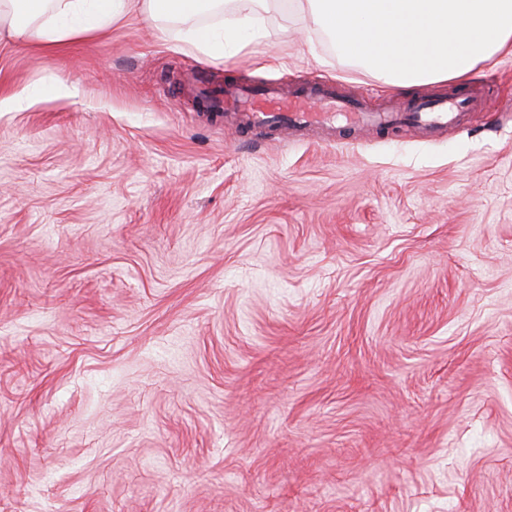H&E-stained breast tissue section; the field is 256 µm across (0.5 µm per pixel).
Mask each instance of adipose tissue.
<instances>
[{
	"label": "adipose tissue",
	"instance_id": "ef3b65f1",
	"mask_svg": "<svg viewBox=\"0 0 512 512\" xmlns=\"http://www.w3.org/2000/svg\"><path fill=\"white\" fill-rule=\"evenodd\" d=\"M272 12L320 31L339 56L390 91L464 83L512 54V0H0V41L57 50L137 14L213 62L263 37L262 20Z\"/></svg>",
	"mask_w": 512,
	"mask_h": 512
}]
</instances>
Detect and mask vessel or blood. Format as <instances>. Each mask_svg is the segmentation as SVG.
Masks as SVG:
<instances>
[{"instance_id":"obj_1","label":"vessel or blood","mask_w":512,"mask_h":512,"mask_svg":"<svg viewBox=\"0 0 512 512\" xmlns=\"http://www.w3.org/2000/svg\"><path fill=\"white\" fill-rule=\"evenodd\" d=\"M225 104L243 113L246 122L273 127L286 138L291 137L296 130L325 123L328 110L340 105L331 91L316 87L290 94L269 89L245 91L237 88L228 92ZM478 105L479 100L473 95L451 103L442 99L422 100L406 109L385 111L373 118L381 124L407 122L433 132L460 123L464 109ZM340 106H343L353 122L360 123L371 118L356 104L347 102Z\"/></svg>"}]
</instances>
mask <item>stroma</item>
I'll list each match as a JSON object with an SVG mask.
<instances>
[{
	"label": "stroma",
	"mask_w": 512,
	"mask_h": 512,
	"mask_svg": "<svg viewBox=\"0 0 512 512\" xmlns=\"http://www.w3.org/2000/svg\"><path fill=\"white\" fill-rule=\"evenodd\" d=\"M264 27L0 43V512H512V56L393 95ZM229 83L482 107L284 142Z\"/></svg>",
	"instance_id": "obj_1"
}]
</instances>
